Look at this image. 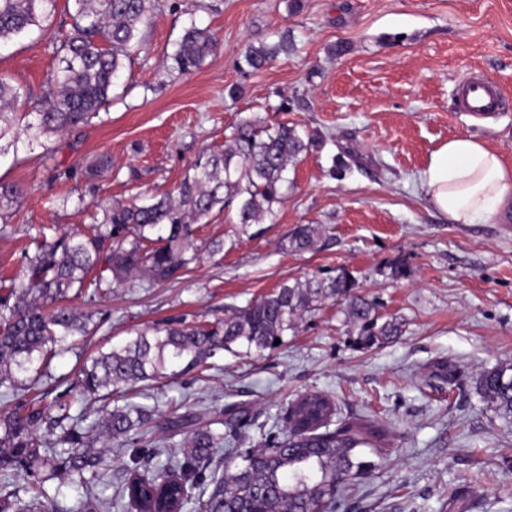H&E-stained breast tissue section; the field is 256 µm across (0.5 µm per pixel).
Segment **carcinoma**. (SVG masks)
Instances as JSON below:
<instances>
[{"instance_id":"1","label":"carcinoma","mask_w":512,"mask_h":512,"mask_svg":"<svg viewBox=\"0 0 512 512\" xmlns=\"http://www.w3.org/2000/svg\"><path fill=\"white\" fill-rule=\"evenodd\" d=\"M71 29L55 53L62 67L36 101V122L16 127L17 111L29 103L20 89L0 79V157L18 152L21 135L28 141L64 134L86 123L112 100V90L142 44L153 0H73ZM56 0H0V46L33 27L55 9ZM211 33L196 26L184 34L175 61L184 71L199 67L213 51ZM292 44L283 35L272 44L251 46L242 60L250 70L263 68ZM312 145L296 127L270 130L264 122L239 123L224 140V151L196 162L193 174L173 193L149 204L116 203L105 210L104 223L89 234L44 237L25 256L22 277L0 293V388L17 389V375L36 358L89 334L96 305L112 283L131 277L171 279L196 258V225L216 209L235 212L236 223L257 224L284 200L288 165ZM21 191L0 183V226L7 227ZM309 225L295 229L290 245L309 250ZM357 283L344 269L326 277L284 283L267 296L224 316L216 325L154 327L124 344L84 360L77 376L51 402L25 400L0 411V475L4 485L27 478L19 489L0 495V512H53L45 484L64 476L103 475L113 448H132L122 492L104 501L90 497L79 512L130 507L147 512L154 506L145 492L177 496L178 512H335L349 493L348 480L367 472L373 462L359 452L376 448L360 429L339 417L335 400L322 392L304 393L289 404L287 434L265 435L259 449L234 447L248 413L237 410L224 421L206 420L190 410L156 418L152 407L127 402L105 404L97 420L81 427L70 414L80 395L107 399L125 394L141 381H160L210 366L218 352L242 346L251 353L273 350L275 339L295 331L305 315L327 302H341L353 324V343L372 348L400 332L395 320H382L378 304L356 293ZM87 297L90 309L78 312L63 304L70 291ZM477 390L499 418L512 421V363L482 371ZM227 426L228 432L214 429ZM187 427L180 455H171L151 476L146 467L166 443L165 433ZM206 487L198 497L187 490L189 477Z\"/></svg>"}]
</instances>
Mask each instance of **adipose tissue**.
I'll list each match as a JSON object with an SVG mask.
<instances>
[{"instance_id": "adipose-tissue-1", "label": "adipose tissue", "mask_w": 512, "mask_h": 512, "mask_svg": "<svg viewBox=\"0 0 512 512\" xmlns=\"http://www.w3.org/2000/svg\"><path fill=\"white\" fill-rule=\"evenodd\" d=\"M428 203L453 224H475L512 203V169L474 136L448 139L422 176Z\"/></svg>"}]
</instances>
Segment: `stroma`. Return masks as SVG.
Here are the masks:
<instances>
[{
    "label": "stroma",
    "instance_id": "obj_1",
    "mask_svg": "<svg viewBox=\"0 0 512 512\" xmlns=\"http://www.w3.org/2000/svg\"><path fill=\"white\" fill-rule=\"evenodd\" d=\"M154 0L143 43L117 99L83 127L0 158V182L22 203L0 232V284L18 275L39 234L88 230L103 207L173 190L202 156L258 116L296 125L314 143L288 167L284 201L263 223L214 214L199 225V256L162 284L113 285L89 335L19 374L25 397L65 389L90 355L170 320L223 319L285 282L343 268L360 295L401 324L363 350L340 306L324 305L275 349L215 358L205 377L144 381L134 402L168 416L180 405L212 419L246 410L252 437L285 431L297 394L332 395L343 420L386 432L368 474L354 478L349 512H512V422L489 411L479 373L512 360V214L451 224L427 202L420 177L449 138L474 135L512 168V109L491 119L459 109L457 84L482 73L512 97V0ZM68 0L43 29L0 49V75L38 97L59 67L53 40L69 30ZM209 29L213 54L179 70L185 31ZM289 33L294 48L263 69L241 70L251 44ZM109 163L95 174L96 159ZM349 168L337 174L336 161ZM315 227L313 249L289 238ZM224 249L209 253L210 240ZM454 383L431 378L438 363ZM126 456L107 463L111 484L65 478L47 486L56 512L89 496L115 497ZM462 487L464 501L448 490Z\"/></svg>",
    "mask_w": 512,
    "mask_h": 512
}]
</instances>
